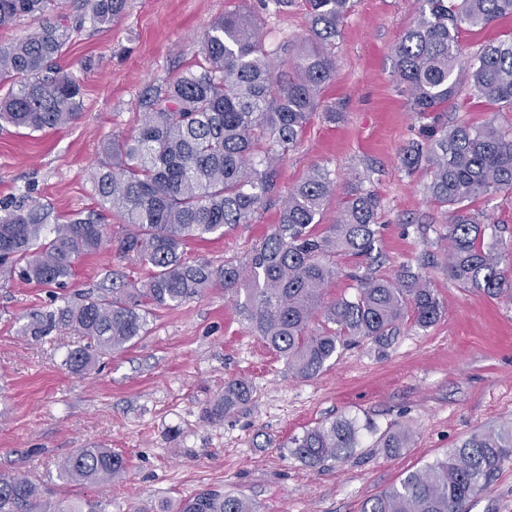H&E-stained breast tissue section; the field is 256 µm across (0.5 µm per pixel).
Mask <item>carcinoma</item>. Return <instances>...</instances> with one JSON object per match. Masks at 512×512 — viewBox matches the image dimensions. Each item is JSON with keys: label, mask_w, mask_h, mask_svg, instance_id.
<instances>
[{"label": "carcinoma", "mask_w": 512, "mask_h": 512, "mask_svg": "<svg viewBox=\"0 0 512 512\" xmlns=\"http://www.w3.org/2000/svg\"><path fill=\"white\" fill-rule=\"evenodd\" d=\"M129 0H78L77 14L45 21L22 38L0 44V121L41 131L58 129L80 115L82 85L58 65L72 33L85 19L108 27ZM310 27L301 48L283 59L267 47L260 14L224 12L204 31L199 59L154 96L137 134L114 137L91 180L100 206L118 220L109 237L97 210L67 219L49 204L0 202V276L57 289L53 303L36 310L20 334L39 341L71 330L86 344L70 351V369L82 372L100 358L133 345L148 331L156 307L174 308L219 283L245 285L242 307L288 372L313 379L341 346L369 342L380 349L409 320L426 330L442 316L427 279L411 266L393 279L358 276L353 297L324 300L336 277L329 257L343 253L374 262L381 225L379 200L350 190L336 223L320 230L335 181L323 166L312 168L284 201L277 224L246 263L214 268L186 256L191 240L224 234L243 224L278 188L279 169L320 105L323 86L336 74L331 48L353 0H304ZM59 0H0V27L41 17ZM512 15V0H419L417 16L393 48L394 75L405 104L427 120L419 137L401 151L405 172L430 173L433 201L454 213L448 225V274L460 287L498 297L512 291V244L485 242L486 227L471 212L479 197H512V129L489 120L448 125V112L466 83L485 102L512 111V39L471 54L465 29L485 28ZM110 244L131 265H147L141 283L112 282L97 294L68 291L74 259ZM245 380L224 384L204 409L211 422L247 404ZM360 427L349 418L322 423L291 439L292 454L309 466L341 462L358 445ZM401 429L381 437L383 448H404ZM512 461V428L472 434L457 447L368 498L362 512H468ZM126 458L110 448H81L65 458L60 477L108 483L126 473ZM0 512H84L83 504H52L35 483L0 475ZM178 512H256L231 493L201 490L183 499Z\"/></svg>", "instance_id": "cac0c4a2"}]
</instances>
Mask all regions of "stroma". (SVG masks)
<instances>
[{
    "instance_id": "obj_1",
    "label": "stroma",
    "mask_w": 512,
    "mask_h": 512,
    "mask_svg": "<svg viewBox=\"0 0 512 512\" xmlns=\"http://www.w3.org/2000/svg\"><path fill=\"white\" fill-rule=\"evenodd\" d=\"M255 4L131 0L111 28L84 24L59 61L83 85L82 115L56 130L0 126V200L26 195L65 217L98 209L90 175L103 144L136 131L144 99L193 65L212 20ZM417 8V0H355L336 41V75L322 90L340 119L313 114L259 213L223 237L189 242L186 252L215 267L244 261L276 224L289 191L324 165L339 191L358 187L381 201L375 274L391 279L403 266L423 265L443 303L441 319L425 330L403 322L382 354L369 343L338 349L304 380L253 331L234 292L217 285L180 307L155 309L146 335L79 373L65 363L82 345L79 336L35 341L18 333L30 312L49 305L52 288L0 279V474L29 478L51 502L91 501L100 512H175L206 488L237 495L257 512H361L370 496L471 434L512 427V296L493 299L449 278L445 233L453 213L428 197L429 175H407L399 162L422 121L405 106L392 50ZM308 29L299 4L265 17L263 36L268 47L296 50ZM448 120L512 128L511 111L468 90ZM471 209L512 241V199L481 197ZM116 271L138 281L149 273L107 249L77 259L71 287H111ZM236 379L252 382L251 403L208 422L205 405ZM340 417L361 426L347 460L312 468L292 455L291 438ZM394 426L410 439L391 453L380 436ZM91 445L128 459L123 478L63 482L62 460ZM469 512H512V462Z\"/></svg>"
}]
</instances>
